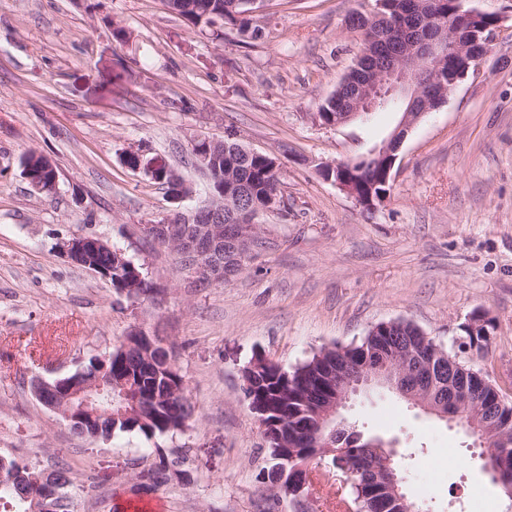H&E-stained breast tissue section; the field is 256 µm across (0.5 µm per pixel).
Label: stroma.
Masks as SVG:
<instances>
[{"mask_svg":"<svg viewBox=\"0 0 512 512\" xmlns=\"http://www.w3.org/2000/svg\"><path fill=\"white\" fill-rule=\"evenodd\" d=\"M374 5L267 0L255 16L263 36L245 45L232 25L193 28L162 0H0V456L68 465L77 512H335L327 485L297 503L258 478L268 448L242 377L258 356L290 370L399 319L447 346L483 314L495 337L473 365L512 386V0H471L501 19L483 76L409 130L390 195L366 209L318 165L367 156L400 112L335 127L315 114L362 48L348 16ZM116 23L129 42L113 38ZM201 137L274 155L284 199L282 212L257 217V246L219 284L196 282L146 237L171 204L120 160L139 149L176 170L196 190L182 203L190 210L207 200L191 154ZM32 151L54 163L56 193L25 179ZM76 235L122 250L151 293L126 297L72 264L60 245ZM136 328L173 351L189 427L76 436L39 402L35 380L76 372ZM344 414L395 439L408 498L452 512L478 496L487 512H505L458 427L390 393L352 397ZM163 459L181 460L185 479L153 486L147 475Z\"/></svg>","mask_w":512,"mask_h":512,"instance_id":"stroma-1","label":"stroma"}]
</instances>
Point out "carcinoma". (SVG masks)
Returning <instances> with one entry per match:
<instances>
[{"mask_svg":"<svg viewBox=\"0 0 512 512\" xmlns=\"http://www.w3.org/2000/svg\"><path fill=\"white\" fill-rule=\"evenodd\" d=\"M173 13L194 28L213 27L227 21L235 27L241 40H256L262 29L254 16L246 14L248 7L232 6L233 0H162ZM386 17L365 16L372 40L363 44L378 64L390 61L402 48L405 40L416 31L425 32L437 24L455 25L454 0H433L431 7L420 13L406 0H388ZM357 92V79L340 83L334 94L319 107L325 121H333L343 111L344 102ZM240 143L224 139V152L210 161L207 175L212 182L232 177L241 183L247 200L260 203L267 190L279 182L268 160L261 156L246 157L238 148ZM364 170L361 180L373 188L374 195L383 199L391 186L383 185L382 171L369 157L354 166ZM92 262L110 271L109 281L118 293L139 296L150 291L146 280L139 279L140 267L127 259L116 262L108 254H100ZM493 337L470 336L464 331L449 348L429 343L418 328L409 322L394 324L388 331L367 332L359 341L346 346H324L293 370L278 364L262 366V371L245 369L243 377L250 404L260 411V426L268 443L269 465L282 463L288 456V471L301 475L311 462L326 463L340 473L355 471L354 482L344 488L342 497L359 512H420V506L407 499L395 500L386 490L379 473L370 467L381 460L379 453L389 456L380 436L367 434L343 415L323 419L330 399L337 389L336 371L347 363L358 366L374 362L386 348H395L413 357L426 356L428 365L422 371L395 378L407 391L428 390L442 410L473 421L479 431L488 435L491 451L488 461L499 459L503 476L512 481V402L502 388L482 370L470 364V357H486ZM88 358L82 377L96 379L95 373L106 368L112 378L102 376L98 395L100 414L95 421L73 430L79 435L109 439L115 432L139 431L146 436L174 433L188 425L193 409L183 382L174 364L166 362L158 350L150 349L136 336H128L106 353ZM181 461L160 462L151 479L164 485L176 474ZM13 474V480L0 479V507L3 512H75L69 470L57 465L49 472L38 470L14 458H0V470Z\"/></svg>","mask_w":512,"mask_h":512,"instance_id":"cac0c4a2","label":"carcinoma"}]
</instances>
